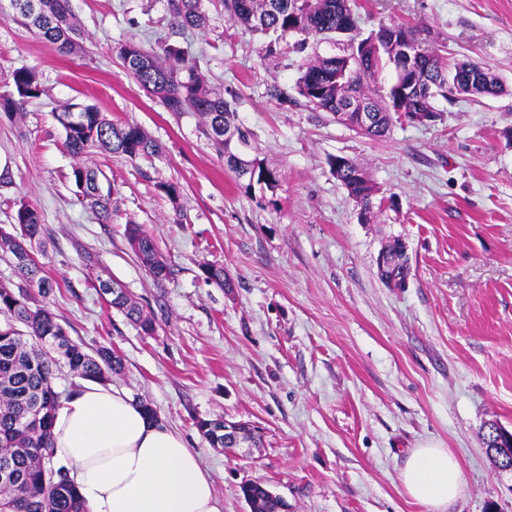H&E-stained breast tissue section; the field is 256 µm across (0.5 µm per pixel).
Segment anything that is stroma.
Segmentation results:
<instances>
[{
  "instance_id": "obj_1",
  "label": "stroma",
  "mask_w": 512,
  "mask_h": 512,
  "mask_svg": "<svg viewBox=\"0 0 512 512\" xmlns=\"http://www.w3.org/2000/svg\"><path fill=\"white\" fill-rule=\"evenodd\" d=\"M203 5L208 27L184 34L167 0H71L84 36L69 54L0 15V93L23 67L45 88L24 113L0 116V227L20 204L40 212L46 303L86 351L122 356L112 386L183 435L224 512H251L248 481L267 484L288 512H431L400 478L426 442L463 471L447 512H512V471L483 440L492 423L512 433V0H365L362 32L406 24L422 48L478 61L508 87L444 104L433 122H398L381 140L306 107L292 42L264 54V38L234 25L221 0ZM130 40L197 59L280 172L275 190L239 191L197 116L168 112L128 74L116 49ZM71 102L140 126L162 154L70 155L54 114ZM333 156L363 166L397 208L362 223ZM79 163L109 177L111 223L79 200ZM131 220L170 265L164 284L128 246ZM394 237L411 268L403 288L377 276ZM205 263L223 267L232 288L199 279ZM98 276L143 306L153 335L105 303ZM216 415L259 429V446L211 447L195 420Z\"/></svg>"
}]
</instances>
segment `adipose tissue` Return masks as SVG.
I'll list each match as a JSON object with an SVG mask.
<instances>
[{
    "instance_id": "adipose-tissue-1",
    "label": "adipose tissue",
    "mask_w": 512,
    "mask_h": 512,
    "mask_svg": "<svg viewBox=\"0 0 512 512\" xmlns=\"http://www.w3.org/2000/svg\"><path fill=\"white\" fill-rule=\"evenodd\" d=\"M53 435L87 512H224L198 453L117 388L77 383L55 410ZM401 481L436 512L464 492L458 461L433 443L412 450Z\"/></svg>"
}]
</instances>
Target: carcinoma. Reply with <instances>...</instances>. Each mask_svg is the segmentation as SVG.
I'll return each mask as SVG.
<instances>
[{"label":"carcinoma","mask_w":512,"mask_h":512,"mask_svg":"<svg viewBox=\"0 0 512 512\" xmlns=\"http://www.w3.org/2000/svg\"><path fill=\"white\" fill-rule=\"evenodd\" d=\"M12 20L33 31L43 42L61 52L80 47L81 29L75 24L70 0H9ZM224 11L237 25L270 38L266 51L272 52L290 37L297 52L303 54L298 94L312 110L336 115L352 99H358L373 114L363 134L379 139L389 134L401 118L432 121L439 116L440 101L452 102L463 94L500 96L507 92L499 76L472 61L445 62L439 55L415 48L426 68L432 92L426 98L409 100L404 111H397L398 87L378 85V74L394 66L388 47L392 36L404 33L414 37L405 25H382L364 36L358 27L357 0H222ZM168 10L184 31L204 30L208 16L202 0H168ZM329 40L340 46L336 55L313 56L306 53L310 40ZM129 75L152 97L175 114L194 112L202 119L201 133L224 155L225 165L234 173L245 194L254 185L268 190L277 187L280 173L264 165L258 157L247 161L254 172L247 173L237 158L226 151L224 132L235 129L250 150L252 133L236 123V112L221 89L212 86L195 60L180 49L166 45L161 51L128 41L118 49ZM11 92L0 94V112L12 116L44 94L36 71L13 70ZM64 133L63 146L74 156L102 148L131 161L156 156L162 146L133 124L112 121L91 104L76 103L56 113ZM329 165L336 179L370 217L392 205L377 198L378 189L367 172L343 156H332ZM72 180L78 195L98 215L102 223L112 221V185L99 169L76 166ZM19 226L16 234H0V251L16 258L21 285L0 284V471L8 474L1 483L0 512H85L83 502L61 468H53L55 443L53 416L63 393L53 385L55 373L65 369L74 377L103 383L123 368L122 358L102 347L90 355L70 338L58 315L46 305H38L31 294L35 288L42 296L52 284L42 276V266L34 256L33 243L43 235L38 210L22 204L14 215ZM126 238L133 252L155 282L161 284L170 275V267L159 252L155 240L133 221L126 224ZM397 261L385 271V277L402 283L409 275L406 254L396 253ZM201 278L224 288L232 283L224 268L211 264L200 266ZM106 303L125 313L144 333L154 332L153 320L133 302L124 289L110 279L97 277L93 283ZM196 426L214 448L232 450L224 442V417L199 418ZM241 493L251 512H276L275 494L261 481L241 486Z\"/></svg>","instance_id":"obj_1"}]
</instances>
